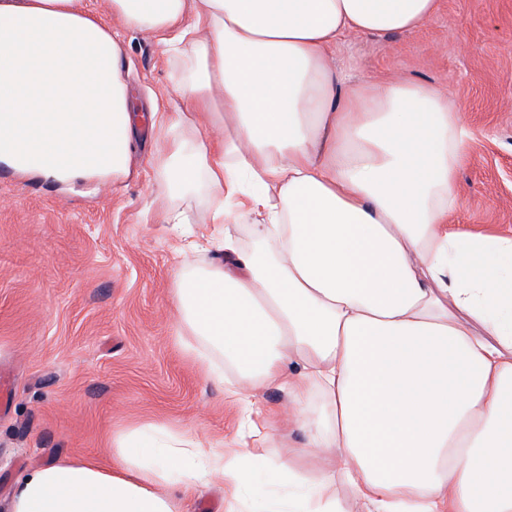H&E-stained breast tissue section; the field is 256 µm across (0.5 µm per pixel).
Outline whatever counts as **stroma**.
<instances>
[{
  "label": "stroma",
  "mask_w": 512,
  "mask_h": 512,
  "mask_svg": "<svg viewBox=\"0 0 512 512\" xmlns=\"http://www.w3.org/2000/svg\"><path fill=\"white\" fill-rule=\"evenodd\" d=\"M135 103L172 109L173 66L157 40L126 34ZM352 76L410 80L448 92L474 138L449 223L512 236V0H441L420 30L356 36L337 52ZM142 134L131 175L89 194L0 169V512L30 468L64 458L111 463L113 439L157 424L225 454L246 450L241 413L176 334L171 288L183 235L208 224L165 223ZM264 471L240 494L198 486L181 512H261L281 496Z\"/></svg>",
  "instance_id": "obj_1"
}]
</instances>
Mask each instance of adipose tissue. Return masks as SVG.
<instances>
[{
    "mask_svg": "<svg viewBox=\"0 0 512 512\" xmlns=\"http://www.w3.org/2000/svg\"><path fill=\"white\" fill-rule=\"evenodd\" d=\"M440 0H0V166L62 191L127 178L142 126L169 205L211 192L220 261L181 271L182 336L220 376L249 436L256 392L287 390L307 434L263 456L294 487L267 512H512V238L450 224L472 131L416 81L357 80L337 47L411 33ZM185 60L173 114L133 112L122 32ZM203 117L211 133L176 135ZM248 222L239 249L230 221ZM112 464L27 471L11 512H180L175 490H240L242 458L134 429Z\"/></svg>",
    "mask_w": 512,
    "mask_h": 512,
    "instance_id": "ef3b65f1",
    "label": "adipose tissue"
}]
</instances>
